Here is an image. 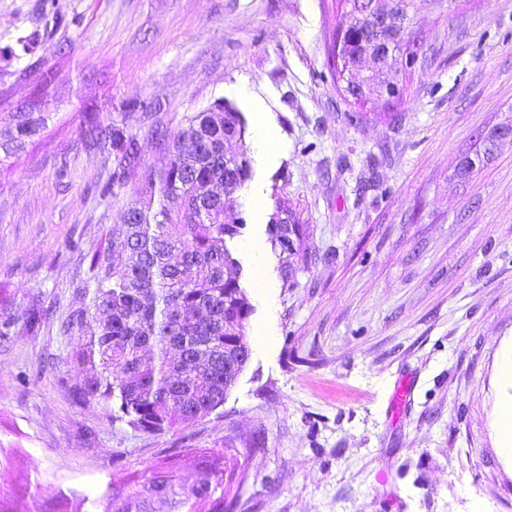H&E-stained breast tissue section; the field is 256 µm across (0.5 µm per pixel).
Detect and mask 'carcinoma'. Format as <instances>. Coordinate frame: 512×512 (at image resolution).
I'll use <instances>...</instances> for the list:
<instances>
[{"mask_svg": "<svg viewBox=\"0 0 512 512\" xmlns=\"http://www.w3.org/2000/svg\"><path fill=\"white\" fill-rule=\"evenodd\" d=\"M368 6L365 0H336L343 19ZM346 46L356 63L368 38L350 28ZM190 112L174 133L157 140L169 160L160 170L147 169L137 189L138 205L112 230L107 247L90 259L83 283V304L73 310L67 328L78 327L83 344L76 362L85 371L73 400L103 404L113 422L135 431H172L204 419L224 405L250 358L245 338L252 307L240 284L241 268L227 248L243 221L224 222V195L249 177L246 153H227L224 140L244 138L239 112ZM46 112H15L0 130V149L11 151L46 127ZM90 144L112 151L115 166L102 194L125 189L140 165L138 139L112 126L94 123L86 130ZM272 247L282 255L285 279L305 254L304 225L292 208H277L269 220ZM125 253L116 263L112 248ZM224 450L202 461L198 478L178 484V462L133 473L111 482L104 512H153V502L168 512H224Z\"/></svg>", "mask_w": 512, "mask_h": 512, "instance_id": "1", "label": "carcinoma"}]
</instances>
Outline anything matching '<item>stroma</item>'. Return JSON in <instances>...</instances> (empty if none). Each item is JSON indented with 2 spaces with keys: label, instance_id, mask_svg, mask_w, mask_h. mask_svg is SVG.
Listing matches in <instances>:
<instances>
[{
  "label": "stroma",
  "instance_id": "1",
  "mask_svg": "<svg viewBox=\"0 0 512 512\" xmlns=\"http://www.w3.org/2000/svg\"><path fill=\"white\" fill-rule=\"evenodd\" d=\"M422 37L399 117L353 119L331 76L333 0H0V113L49 119L0 172V488L15 512H75L108 482L233 444L244 478L224 512H512V439L496 408L512 352V0H410ZM36 35L19 54V37ZM277 127L259 155L252 99ZM223 101L245 125L251 176L224 198L252 306L251 357L222 408L146 434L77 405L73 358L91 255L138 197L102 196L109 154L89 121L137 135ZM259 191L253 205L250 191ZM296 209L307 257L292 287L267 232ZM41 320L30 327L31 309ZM267 334L269 343L257 342ZM408 383L404 407L394 402Z\"/></svg>",
  "mask_w": 512,
  "mask_h": 512
}]
</instances>
